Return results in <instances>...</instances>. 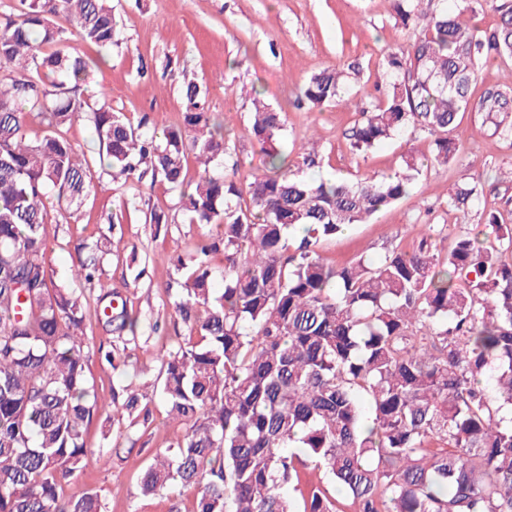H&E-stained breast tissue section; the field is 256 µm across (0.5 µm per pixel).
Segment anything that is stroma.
<instances>
[{"label": "stroma", "instance_id": "obj_1", "mask_svg": "<svg viewBox=\"0 0 512 512\" xmlns=\"http://www.w3.org/2000/svg\"><path fill=\"white\" fill-rule=\"evenodd\" d=\"M112 9L118 43L109 62L95 71L90 90L106 92L113 109L131 122L146 116L152 126L161 128L180 123L185 83L206 86L209 109L229 133L226 160L237 163L235 178L240 183H249L263 169L250 132L251 88L263 90L272 105L284 107L286 145L310 136L317 140L321 161L317 167L301 168L299 175L305 180L340 175L356 181L388 175L402 168L405 157H423L431 151L430 136L410 129L372 153L360 154L348 140L359 119L357 110L333 104L297 109L288 104L310 74L344 64L356 67L349 95L360 107L373 102L384 82V50L413 39L412 32L395 21L394 0H112ZM461 125L472 136L462 165L425 169L407 198L367 223L321 242L317 251L324 260L342 264L361 256L376 259L395 248L409 249L427 228L443 255L460 231L483 223L488 212L512 224V141L495 133L479 112L465 113ZM463 168L480 192L465 214L448 208V189ZM176 203V193L162 181L120 184L97 175L78 212H50L46 259L58 281L68 277L79 243L95 241L109 225H116L122 242L118 255L105 263L106 275L139 319V346L153 350L186 332L167 303L170 270L162 258L189 253L201 229L186 223ZM154 210L168 215V226L159 229L147 223ZM87 336L85 371L99 395L108 399L113 390L133 385L151 417L133 423L118 416L108 429L101 420H93L85 433L88 446H101L106 433L119 446L103 462L64 484L63 497L75 498L93 489L106 512H168L174 501L182 512H190L192 491L175 499L167 492L145 497L139 490L142 470L158 449L180 435V426L168 420L164 404L150 387V376L139 375L136 357L111 368L95 351L96 344L110 340L101 324L89 321Z\"/></svg>", "mask_w": 512, "mask_h": 512}]
</instances>
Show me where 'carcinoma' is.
<instances>
[{
	"instance_id": "carcinoma-1",
	"label": "carcinoma",
	"mask_w": 512,
	"mask_h": 512,
	"mask_svg": "<svg viewBox=\"0 0 512 512\" xmlns=\"http://www.w3.org/2000/svg\"><path fill=\"white\" fill-rule=\"evenodd\" d=\"M395 2L415 37L385 52L386 81L360 109L351 146L366 152L412 127L432 137L430 156L410 155L390 176L309 184L296 160L318 165L314 147L291 159L283 108L254 89L264 171L245 187L212 170L226 155L224 124L197 83L183 89L182 122L150 132L105 94H88L117 44L111 0L0 9V512H104L98 492L65 499L61 489L104 459L85 426L96 415L110 421L118 394L102 400L85 373L91 294L54 281L46 262L50 206L81 207L94 167L115 181H165L189 223L217 230L165 258L178 275L169 303L187 334L153 362L182 434L145 467L142 495L192 489L193 512H340L307 479L312 463L344 487L353 512H512V224L490 212L442 259L429 236L343 265L316 252L409 195L425 167L460 163V114L481 112L512 138V85L487 86L475 103L471 95L480 64L512 57V0H492L500 22L485 31L468 19L483 0L456 11L447 0L429 11L423 0ZM345 78L340 68L311 74L296 105L343 100ZM80 120L98 142L90 160L66 135ZM476 197L465 173L448 208L465 213ZM116 251L107 235L79 245L72 279L99 286L95 319L120 338L131 333L126 350L136 319L102 268ZM124 392L120 414L132 417L139 396ZM299 485L300 502L289 494Z\"/></svg>"
}]
</instances>
